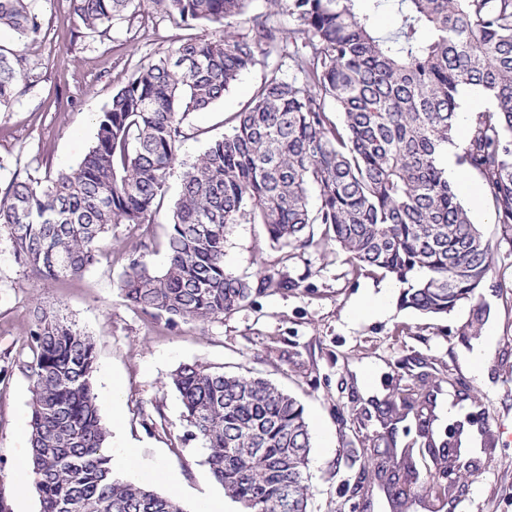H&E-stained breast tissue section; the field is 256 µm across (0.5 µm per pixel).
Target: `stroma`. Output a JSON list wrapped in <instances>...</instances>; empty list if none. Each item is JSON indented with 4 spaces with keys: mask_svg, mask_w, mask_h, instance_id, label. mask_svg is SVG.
I'll use <instances>...</instances> for the list:
<instances>
[{
    "mask_svg": "<svg viewBox=\"0 0 512 512\" xmlns=\"http://www.w3.org/2000/svg\"><path fill=\"white\" fill-rule=\"evenodd\" d=\"M33 8L42 23L37 41L0 32V44L28 62L25 93L0 109V195L13 176L40 181L63 163L80 161L94 142L98 116L137 67L177 38L210 40L224 32L217 24L176 26L153 15L149 0H134L136 21L115 19L96 33L72 14L69 0H34ZM263 75V65H256L219 103L189 116L181 158L199 155L223 135L225 118L244 108ZM480 224L497 246L498 272L475 300L439 317L403 307L392 277L356 269L336 243L288 252L259 224L229 226L226 270L251 278L274 268L296 280V287L206 322L169 324L122 297L128 252L136 245L146 244L149 264L164 268L163 249L151 244L163 225H119L102 241L107 260L74 281L36 278L0 240V492L16 505L17 472L30 455L31 394L23 367L31 358L30 313L43 307L92 338L104 421L120 418L122 438L136 446L141 462L177 477L186 512H200L204 495L222 490L199 445L178 441L183 405L169 380L178 367L195 362L265 377L302 403L312 434L310 512H390L382 487L368 495L357 490L360 478L372 476L359 452L415 441L414 419L392 433L382 419L389 397L409 388L435 391L437 432L474 417L490 422L494 443L483 448L449 504L419 496L408 512H512V288L502 285L512 277V239L495 224L489 203L481 205ZM480 304L488 308L485 320L465 333ZM490 333L496 351L487 377L479 380L470 375L465 356ZM372 369L377 375L370 388L366 374ZM147 414L157 416L155 426L143 424Z\"/></svg>",
    "mask_w": 512,
    "mask_h": 512,
    "instance_id": "obj_1",
    "label": "stroma"
}]
</instances>
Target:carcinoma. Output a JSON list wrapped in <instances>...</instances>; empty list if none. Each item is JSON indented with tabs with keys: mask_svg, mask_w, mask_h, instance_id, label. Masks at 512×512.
Wrapping results in <instances>:
<instances>
[{
	"mask_svg": "<svg viewBox=\"0 0 512 512\" xmlns=\"http://www.w3.org/2000/svg\"><path fill=\"white\" fill-rule=\"evenodd\" d=\"M86 27L129 12L134 0H69ZM254 0H151L177 24L224 26L214 40L183 37L137 67L97 121L82 161L44 182L14 180L0 199V238L38 278L83 276L117 224H154L174 166L180 192L165 216V268L138 254L121 281L134 308L167 320L208 321L257 296L296 288L265 269L256 279L224 268L228 226L261 224L282 248L323 240L356 268L392 276L401 304L443 316L473 299L495 271L494 248L472 222L439 163L453 143L464 86L489 102L475 112L456 154L477 172L495 223L512 232V0H393L391 29L373 18L386 0H266L293 23L287 36L234 32ZM0 29L41 34L31 0H0ZM261 63L263 79L224 135L178 160L189 115L224 97ZM26 58L0 45V107L19 93ZM318 204H309L310 189ZM32 358L30 460L41 512H185L180 502L115 477L111 435L94 390L95 346L56 312L37 308L27 335ZM185 431L239 512H308L311 432L303 405L268 380L180 366ZM433 394L387 401V424L417 409L422 448L458 446L454 427L436 435ZM374 480L393 512L410 494L435 490L432 475L395 448L376 451ZM453 494L464 479L456 454L439 456Z\"/></svg>",
	"mask_w": 512,
	"mask_h": 512,
	"instance_id": "cac0c4a2",
	"label": "carcinoma"
}]
</instances>
